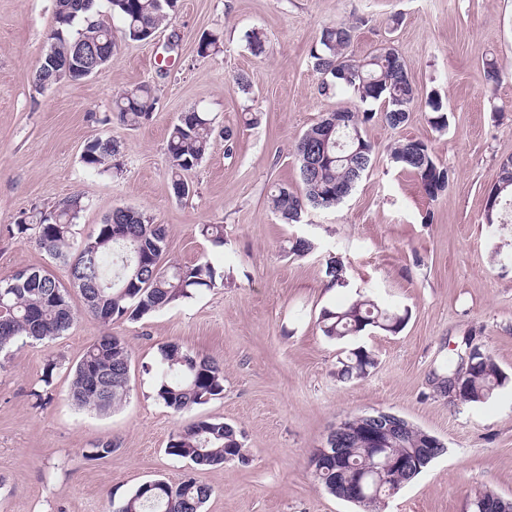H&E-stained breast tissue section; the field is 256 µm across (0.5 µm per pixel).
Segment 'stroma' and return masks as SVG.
<instances>
[{
	"label": "stroma",
	"instance_id": "1",
	"mask_svg": "<svg viewBox=\"0 0 512 512\" xmlns=\"http://www.w3.org/2000/svg\"><path fill=\"white\" fill-rule=\"evenodd\" d=\"M336 23L353 26L356 58L395 47L419 95L435 90L446 100L448 126L436 130L420 108L398 128L375 116L364 128L372 166L351 194L286 224L268 199L274 185L301 186L295 142L323 114L355 101L348 90L323 94L310 58L321 28ZM53 25L54 0H0V277L42 269L68 283L67 266L13 228L78 194L87 208L76 240L114 207H134L165 225L168 259L210 261L224 281L109 327L71 290L69 330L0 360V512H112L147 481L188 475L212 489L202 512H360L318 487L308 457L337 422L375 410L446 446L381 512H471L486 490L512 499V231L484 220L499 165L512 155V0H179L151 40L118 41L111 63L85 82L40 89L35 67ZM254 30L266 55L247 46ZM206 33L220 35L221 50L202 58ZM490 59L500 68L495 86L486 78ZM241 75L249 90L238 85ZM142 82L156 87V108L139 127L123 126L112 98ZM193 108L233 131L235 149L225 154L216 138L190 175L192 193L179 199L166 140ZM252 114L257 124L246 125ZM100 136L117 142L118 170L99 174L82 163L85 144ZM403 139L425 141L448 168L438 198L391 162ZM203 224L223 225V245L200 234ZM298 237L312 239L315 251L287 253ZM332 256L345 265L346 287L327 285ZM360 293L395 304L407 322L395 334L361 333L357 342L376 364L345 382L337 366L346 345L323 336L317 321ZM108 331L132 350L129 396L108 412L80 408L69 399L70 369ZM466 337L508 377L483 403H461L437 385ZM168 343L222 363L223 395L183 414L158 401ZM200 417L241 431L244 461L197 467L167 455L171 435ZM103 442L111 456L87 459Z\"/></svg>",
	"mask_w": 512,
	"mask_h": 512
}]
</instances>
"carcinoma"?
Returning a JSON list of instances; mask_svg holds the SVG:
<instances>
[{
  "label": "carcinoma",
  "instance_id": "cac0c4a2",
  "mask_svg": "<svg viewBox=\"0 0 512 512\" xmlns=\"http://www.w3.org/2000/svg\"><path fill=\"white\" fill-rule=\"evenodd\" d=\"M79 0H56L54 20L48 40L49 47L41 57L35 80L43 79L42 71H54L57 60L78 62L79 48L94 43L103 65L112 60L115 35L112 26L99 18L96 5L84 8ZM179 0H107L112 17L121 24V38L144 42L150 40L160 26L178 8ZM353 27L334 24L323 27L310 51L313 67L322 78L323 90L351 89L360 102L383 104L385 122L397 128L410 119L419 94L408 76L406 63L393 47H383L363 60L349 53ZM220 37L203 36L197 54L206 58L219 51ZM155 87L143 82L117 93L113 111L127 127H138L148 121L155 110ZM424 106L430 113L429 123L437 130L447 128L446 106L434 93L427 95ZM374 113L356 106L341 112H328L307 129L295 144L301 189L286 184L274 188L270 195L272 209L287 224L301 221L307 207L330 208L341 203L338 191H352L355 183L371 167L374 147L363 140L364 152L355 147L336 146L347 140L353 128H362ZM216 131L215 119L208 112L188 110L181 113L168 132L166 154L173 193L189 196V174L202 162L211 148ZM118 145L112 137H98L84 146L81 158L86 167L96 172L119 169L112 163ZM320 156L321 164L312 169L309 157ZM391 161L420 180L425 194L435 199L448 187V168L438 164L427 143L404 139L391 149ZM496 188L499 203L486 213L494 224L501 209H512V157L502 161ZM87 207L83 197L72 195L54 208L37 211L15 224L23 235L34 231L36 244L52 258L74 269L82 282L78 287L85 309L103 324L122 319H140L172 303L190 298L202 289L215 287L216 279L224 278L208 261L191 267L164 261L166 228L145 212L115 207L106 215L95 233L80 245L73 243V228ZM329 283L342 288L347 285L344 264L332 257L326 261ZM75 320L68 290L44 270L16 272L0 278V353L18 343H43L66 332ZM406 315L381 305L371 297L360 296L349 304L325 309L318 326L324 336L347 341L367 329L395 333L402 329ZM469 353L471 380L460 393L462 403H481L491 399L504 385L507 376L478 345L466 340L461 355ZM156 397L176 413L207 403L224 392V369L214 359L168 343L160 348ZM131 352L127 341L105 333L86 349L72 370L70 397L79 406L108 411L120 406L129 392ZM376 364L374 355L363 346L346 351L338 361L341 380L361 379ZM345 460L348 470L362 478L364 492L372 494L368 502L356 503L362 512H380L389 497V487L379 486L375 475L366 468L370 457L369 439L349 419L345 425ZM165 452L187 459L197 467H212L226 461L244 459L242 443L236 428L228 423L198 419L174 433ZM444 453V448L431 449V455L417 464L394 472L395 482L406 485L424 472ZM322 454L314 449L309 466L315 480L330 495L344 485V476L336 469L320 467ZM212 495V489L192 476H185L173 485L161 481L156 489L140 485L121 499L113 512H201Z\"/></svg>",
  "mask_w": 512,
  "mask_h": 512
}]
</instances>
